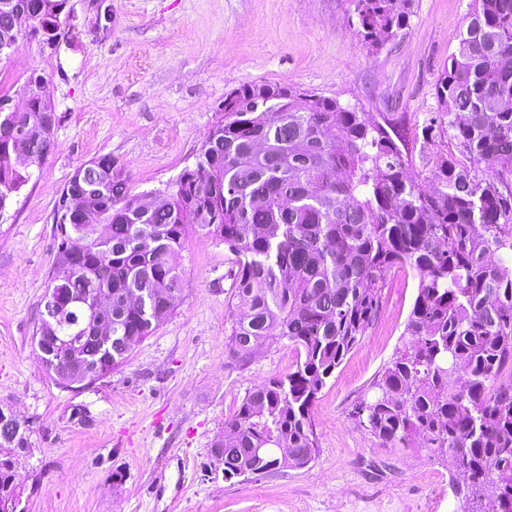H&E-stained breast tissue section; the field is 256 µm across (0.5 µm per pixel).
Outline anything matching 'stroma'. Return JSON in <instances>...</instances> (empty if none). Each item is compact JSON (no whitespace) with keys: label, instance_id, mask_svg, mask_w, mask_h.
<instances>
[{"label":"stroma","instance_id":"35a3bbf8","mask_svg":"<svg viewBox=\"0 0 512 512\" xmlns=\"http://www.w3.org/2000/svg\"><path fill=\"white\" fill-rule=\"evenodd\" d=\"M470 0H410L381 49L358 34L348 0H69L59 42L21 41L0 60V90L19 99L30 74L59 124L54 148L0 213V409L27 421L16 468L27 512H463L456 474L424 448L384 445L351 418L402 347L417 295L391 273L380 312L318 394V449L306 466L225 479L208 450L254 385L296 354L262 347L236 365L227 345L234 256L191 236L174 258L183 290L171 316L123 366L91 387L49 378L33 337L50 283L54 204L76 168L112 155L133 193L161 189L194 161L225 96L251 83L294 86L390 119L411 155L437 109L435 86Z\"/></svg>","mask_w":512,"mask_h":512}]
</instances>
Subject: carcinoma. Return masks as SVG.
I'll return each instance as SVG.
<instances>
[{"instance_id":"1","label":"carcinoma","mask_w":512,"mask_h":512,"mask_svg":"<svg viewBox=\"0 0 512 512\" xmlns=\"http://www.w3.org/2000/svg\"><path fill=\"white\" fill-rule=\"evenodd\" d=\"M66 0H0V44L15 15L47 30ZM358 32L378 48L407 22L409 0H349ZM27 109L0 117V213L32 164L54 146L58 117L23 85ZM437 112L423 144L454 149L408 172L401 137L337 98L243 85L174 182L145 196L103 155L79 166L54 205L49 293L67 318L40 312L34 343L49 377L102 379L174 311L182 278L173 257L193 234L234 256L228 347L239 364L255 347L286 343L293 369L254 386L211 447L224 477H260L306 464L317 451L312 406L377 317L395 268L417 278L409 342L374 378L351 416L392 448L422 447L464 475V512H512V0H471L456 50L436 83ZM430 175H425V172ZM102 310L105 343L82 333L80 358L58 340ZM30 447L26 422L0 409V496H16L11 451Z\"/></svg>"}]
</instances>
